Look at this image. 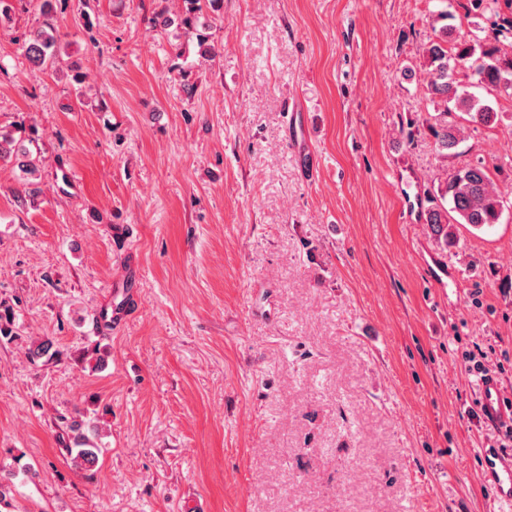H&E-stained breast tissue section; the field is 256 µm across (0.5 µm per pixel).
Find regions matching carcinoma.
Segmentation results:
<instances>
[{
	"instance_id": "obj_1",
	"label": "carcinoma",
	"mask_w": 512,
	"mask_h": 512,
	"mask_svg": "<svg viewBox=\"0 0 512 512\" xmlns=\"http://www.w3.org/2000/svg\"><path fill=\"white\" fill-rule=\"evenodd\" d=\"M183 10L178 27L182 36L189 38L198 28L208 26L206 10L220 9L221 0H182ZM444 8L432 19V34L420 44L421 67L426 72L425 94L433 106L427 127L433 135L442 160L456 147L462 129L448 121V115H466L475 124H497L502 114L491 105L489 97L512 98V54L504 51V40L512 39V0H469L467 16L476 19L473 30L466 36L455 35L456 28L449 24L454 19L452 0H441ZM495 15L490 27L478 20L486 13ZM25 52L40 70L55 65L61 56L56 27L50 20L32 29L24 40ZM465 73L468 84L459 80ZM424 210L420 215L437 240L448 244L456 239L459 226L474 229L499 223L504 210L512 201L503 197L492 185L486 165L478 161L452 172L443 169L434 180L433 191L425 196ZM27 355L34 361L54 355L53 342L49 339L34 342ZM75 467L83 472L92 470L98 463L101 449L88 436L74 437Z\"/></svg>"
}]
</instances>
